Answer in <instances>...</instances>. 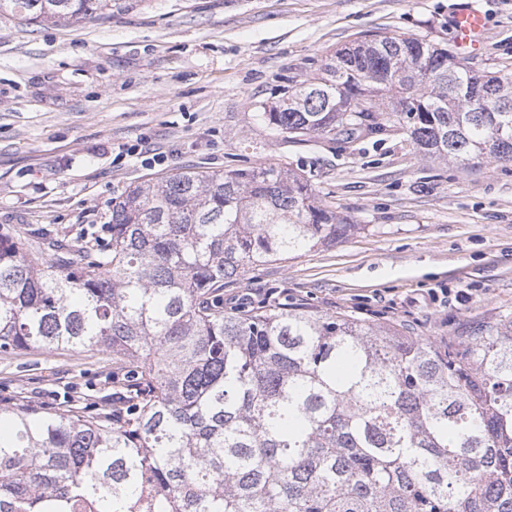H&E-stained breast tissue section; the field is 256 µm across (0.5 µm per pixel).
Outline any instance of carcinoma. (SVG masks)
Instances as JSON below:
<instances>
[{
	"label": "carcinoma",
	"mask_w": 512,
	"mask_h": 512,
	"mask_svg": "<svg viewBox=\"0 0 512 512\" xmlns=\"http://www.w3.org/2000/svg\"><path fill=\"white\" fill-rule=\"evenodd\" d=\"M112 0H0L27 23ZM255 119L512 160V70L414 36L336 51ZM362 228L274 163L127 187L108 239L0 233V355L112 353L126 399L0 408V512H512V315L439 342L304 303L224 310L259 266Z\"/></svg>",
	"instance_id": "obj_1"
}]
</instances>
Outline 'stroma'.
Instances as JSON below:
<instances>
[{
    "instance_id": "obj_1",
    "label": "stroma",
    "mask_w": 512,
    "mask_h": 512,
    "mask_svg": "<svg viewBox=\"0 0 512 512\" xmlns=\"http://www.w3.org/2000/svg\"><path fill=\"white\" fill-rule=\"evenodd\" d=\"M487 18L475 72L512 69V0H112L82 24L0 14V232L104 236L124 188L182 168L275 163L312 180L360 232L248 273L232 307L274 295L323 313L399 324L437 341L512 313V161L468 166L402 137L339 147L254 121L336 49L372 35L454 42L453 17ZM110 355L0 357V405L65 413L113 393Z\"/></svg>"
}]
</instances>
